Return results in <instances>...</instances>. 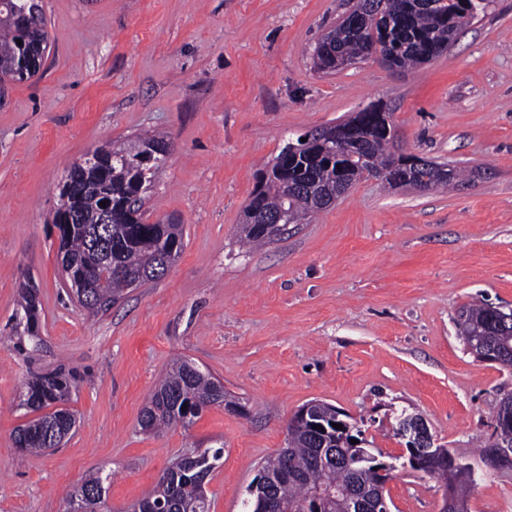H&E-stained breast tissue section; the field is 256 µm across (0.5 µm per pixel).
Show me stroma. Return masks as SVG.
<instances>
[{
	"label": "stroma",
	"mask_w": 512,
	"mask_h": 512,
	"mask_svg": "<svg viewBox=\"0 0 512 512\" xmlns=\"http://www.w3.org/2000/svg\"><path fill=\"white\" fill-rule=\"evenodd\" d=\"M358 0H42L41 71L0 83V512H66L67 492L105 476L102 512H128L178 455L223 448L211 512H244L268 456L308 402L360 422L394 465L392 512H439L444 488L405 470L393 433L421 414L441 444L479 464L512 373L457 335L475 299L512 309V0L485 7L448 49L411 70L370 59L319 71L313 50ZM396 150L463 170L445 190L375 178L248 249L237 229L259 173L305 132L372 104ZM174 148L144 198L149 222L182 224L164 278L92 314L70 298L52 218L70 164L142 132ZM34 285L39 332L15 327ZM219 378L239 410L141 432L169 365ZM75 373L77 427L20 457L34 374ZM469 512H512V468L488 472Z\"/></svg>",
	"instance_id": "obj_1"
}]
</instances>
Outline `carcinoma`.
<instances>
[{
	"mask_svg": "<svg viewBox=\"0 0 512 512\" xmlns=\"http://www.w3.org/2000/svg\"><path fill=\"white\" fill-rule=\"evenodd\" d=\"M409 0H372L367 18L352 28L343 24L334 29V44L329 49L316 46L315 66L324 72L336 71L334 58L344 56L361 59L373 48L395 62L400 69L428 62L426 55L438 56L448 48V32H458L471 17L455 0H432L433 11L445 16L441 22L431 14L406 11ZM31 0H0V16H17L31 12ZM22 44H17V41ZM47 35L42 13L30 18V26L22 29L18 23H0V67L7 71L26 55L38 56L46 49ZM384 112L380 104L361 111L360 144L336 136V128L322 130V140L301 144L299 161L288 165L275 158L267 169L269 176L256 186L250 203L269 216L284 211L290 224H298L317 209L332 203L336 188L342 181L358 180L365 175L388 169L391 160L388 144L391 135L375 119ZM159 138L152 134L137 136L128 146L108 148L112 165L87 171L72 164L60 189L59 209L75 212L84 219L82 224L60 228L59 250L80 304L91 310H102L116 303L128 290L126 273L140 274V283L154 282L167 274L163 259L173 244L183 248V229L179 224H149L142 211L143 196L165 153L155 155V163L140 169L127 165L124 159L136 149H155ZM445 165L429 161L422 167L403 165L402 171L412 179L428 183V189L446 187L457 179L460 171L452 168V178L444 176ZM111 204L110 224H96L100 202ZM245 242L262 245L270 239L256 231L250 219L240 225ZM39 301L33 289L24 291L19 301L18 324L32 336L38 329ZM462 338L498 351L502 368L512 371V324L504 326L487 302L464 305L457 322ZM76 376L61 368L36 376L26 385L23 405L34 411L51 407L19 427L13 439L21 455L39 453L50 447L48 434L58 439L71 433L76 424L75 414L66 407ZM224 404V384L201 371L187 360H178L161 379L143 408L141 431L162 427L187 426L203 410ZM319 443L308 423L296 419L288 425V447L264 461L261 470L269 475L288 473V504L294 512H302V501L317 490L336 492L357 484L367 492L383 489L389 477L374 469L371 461L360 457L370 448H351L336 444V459L327 463L316 460ZM223 457V449L193 450L178 456L161 474L154 490L138 502L139 512H210L205 491L208 476ZM87 493L76 490L69 500H78L80 512H99L104 504L108 478L90 479Z\"/></svg>",
	"mask_w": 512,
	"mask_h": 512,
	"instance_id": "carcinoma-1",
	"label": "carcinoma"
}]
</instances>
